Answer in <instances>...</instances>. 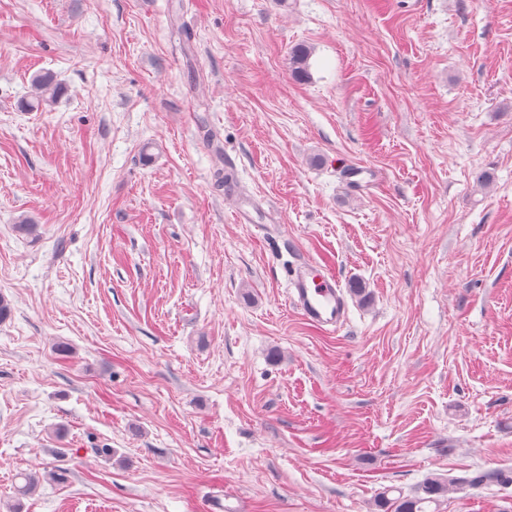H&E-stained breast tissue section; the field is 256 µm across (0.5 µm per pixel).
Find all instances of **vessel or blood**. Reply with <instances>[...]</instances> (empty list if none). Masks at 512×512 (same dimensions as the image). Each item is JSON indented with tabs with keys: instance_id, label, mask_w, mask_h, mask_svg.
I'll return each mask as SVG.
<instances>
[{
	"instance_id": "1",
	"label": "vessel or blood",
	"mask_w": 512,
	"mask_h": 512,
	"mask_svg": "<svg viewBox=\"0 0 512 512\" xmlns=\"http://www.w3.org/2000/svg\"><path fill=\"white\" fill-rule=\"evenodd\" d=\"M289 300L304 319L331 332L347 317L348 305L341 282L311 260L293 267Z\"/></svg>"
}]
</instances>
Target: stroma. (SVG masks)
<instances>
[{
  "mask_svg": "<svg viewBox=\"0 0 512 512\" xmlns=\"http://www.w3.org/2000/svg\"><path fill=\"white\" fill-rule=\"evenodd\" d=\"M0 294V512H512V0H0ZM311 50L303 44L296 45L292 48L289 55L290 72L297 81H304L309 76V58ZM32 86L36 91L34 96L26 97L20 103L21 109L28 112L51 107L55 104L61 92V86L56 75L50 71L35 75L32 79ZM288 293L291 304L304 319L321 328L334 332L346 320L348 305L344 287L312 260L292 268ZM453 483L450 479L430 475L423 480L413 496H403L399 492L397 497L389 498L388 494L396 491L390 488L378 496L375 505L379 512H438L437 506ZM432 505L435 508L430 511Z\"/></svg>",
  "mask_w": 512,
  "mask_h": 512,
  "instance_id": "35a3bbf8",
  "label": "stroma"
}]
</instances>
